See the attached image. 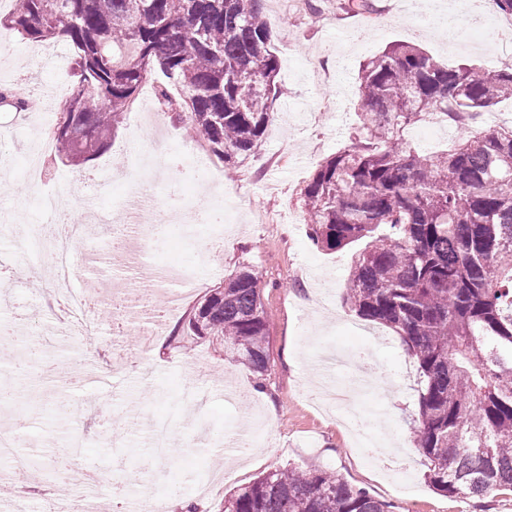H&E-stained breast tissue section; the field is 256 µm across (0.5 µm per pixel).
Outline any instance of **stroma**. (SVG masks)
<instances>
[{"mask_svg": "<svg viewBox=\"0 0 512 512\" xmlns=\"http://www.w3.org/2000/svg\"><path fill=\"white\" fill-rule=\"evenodd\" d=\"M448 0H380V15L371 21L340 11L336 0H319L318 12L296 8L292 0H267L280 57L277 78L282 94L276 117L248 165L231 171L213 159L215 176L203 189L219 196L225 223L232 229L213 249L204 235L187 234L177 224L158 225L149 246L153 261L196 270L198 286L167 317L146 358L132 363L140 339L127 325H108L104 333L84 339L53 333L50 309L54 281L40 277L39 290L24 269L37 266L33 251L20 235L22 225L38 222L37 197L59 190L61 214L82 216L87 203L105 213L108 224L124 219L120 203L132 185L129 172L151 157L155 144L167 152L196 149L182 116L164 113L159 123L147 119L157 107L159 71L140 87L134 108L123 114L109 144L83 166L55 157L45 128L54 127L57 105L78 81L76 50L60 35L34 43L17 30L0 27V86L25 83L31 103L19 112L0 105V260L16 270V286L0 320L19 332V344L42 339L45 359L65 370L52 381L32 374L0 431L27 434L24 454L35 456L42 474L30 484L24 501L28 512H43L44 488L81 490L85 468H102L126 488L124 497L105 494L101 512H123L155 469L177 487V504H198V512H222L225 499L258 477L277 469L335 470L351 486L385 502L390 512H512V492L495 491L478 499L436 492L427 464L413 442L410 418L417 411V371L392 330L359 318L343 300L351 250L327 252L309 238V227L296 200L297 190L317 165L343 149L356 125L358 72L370 57L393 42L420 45L433 57L454 65L496 67L495 50L506 27L478 29L474 43L452 47L439 30L422 25L431 2ZM332 106L320 116L322 102ZM106 239L86 243L75 254L73 289L109 282L112 270L89 260L105 248ZM261 275V299L272 315L264 375L224 354L212 338L174 337L186 326L211 290L243 268ZM369 346L379 363L373 391L361 398L362 413L381 435L376 446L361 449L350 430L331 415L315 383L335 380L336 369L318 364L331 348L351 352ZM94 350L99 364L112 370L111 383L72 382L82 356ZM174 420L175 434L200 433L198 443H183L163 461L143 451L149 420ZM260 430L264 444L234 470H227L223 442L234 430Z\"/></svg>", "mask_w": 512, "mask_h": 512, "instance_id": "1", "label": "stroma"}]
</instances>
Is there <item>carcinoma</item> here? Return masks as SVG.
Segmentation results:
<instances>
[{
    "label": "carcinoma",
    "mask_w": 512,
    "mask_h": 512,
    "mask_svg": "<svg viewBox=\"0 0 512 512\" xmlns=\"http://www.w3.org/2000/svg\"><path fill=\"white\" fill-rule=\"evenodd\" d=\"M346 14L375 0H338ZM26 38L64 34L78 82L52 130L79 165L108 143L158 68L157 102L238 168L261 144L281 93L264 0H14L0 16ZM178 98L169 95L168 87ZM512 99V64L449 66L418 45L386 47L359 70V126L300 189L318 248L351 256L346 303L400 336L418 373L414 443L432 487L452 495L512 490V126L468 131L425 154L404 139L432 110L467 128ZM0 103L27 100L9 88ZM269 316L251 269L214 289L189 320L255 373L268 370ZM224 512H389L334 471L283 469L240 489Z\"/></svg>",
    "instance_id": "1"
}]
</instances>
